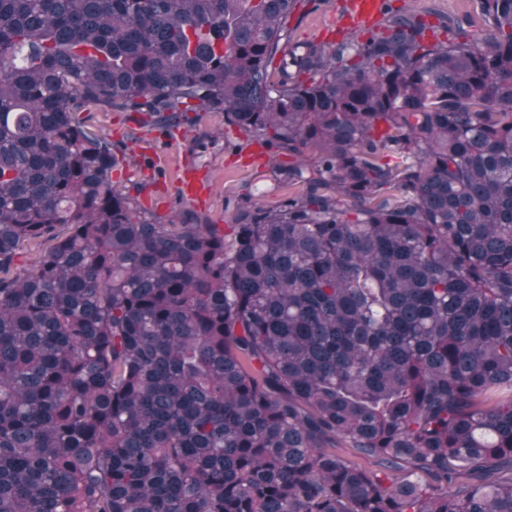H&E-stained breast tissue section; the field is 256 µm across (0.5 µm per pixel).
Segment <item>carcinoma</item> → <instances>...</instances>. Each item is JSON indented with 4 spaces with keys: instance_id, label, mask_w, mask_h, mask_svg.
<instances>
[{
    "instance_id": "carcinoma-1",
    "label": "carcinoma",
    "mask_w": 512,
    "mask_h": 512,
    "mask_svg": "<svg viewBox=\"0 0 512 512\" xmlns=\"http://www.w3.org/2000/svg\"><path fill=\"white\" fill-rule=\"evenodd\" d=\"M298 2L0 0V512H512V0ZM92 107L302 192L151 222ZM344 0L304 2L289 24L291 40L296 43L328 44L349 33L338 25ZM383 0H345L341 23L359 30L382 19ZM407 5L412 6V10L418 13H424L426 10H435L444 16L453 18H470L473 27H467L468 30L478 29L481 20L474 13V4L472 0H411Z\"/></svg>"
}]
</instances>
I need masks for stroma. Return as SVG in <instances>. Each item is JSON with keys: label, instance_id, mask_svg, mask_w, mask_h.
<instances>
[{"label": "stroma", "instance_id": "1", "mask_svg": "<svg viewBox=\"0 0 512 512\" xmlns=\"http://www.w3.org/2000/svg\"><path fill=\"white\" fill-rule=\"evenodd\" d=\"M342 2L304 0L289 24L292 42L340 40L345 32L339 24ZM89 124L94 132L125 144L124 173L114 182L136 198L143 216L150 220L165 224L190 214L213 224H229L237 206L272 209L292 192L279 174V158L269 153L262 162H253V137L225 127L223 114H203L174 143L133 122L124 112L91 110ZM186 164L206 170L212 191L205 205L189 204L178 195V173Z\"/></svg>", "mask_w": 512, "mask_h": 512}]
</instances>
